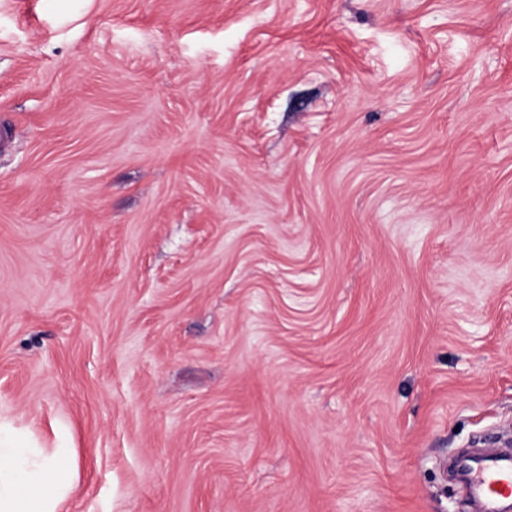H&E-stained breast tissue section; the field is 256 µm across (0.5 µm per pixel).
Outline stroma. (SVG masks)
I'll list each match as a JSON object with an SVG mask.
<instances>
[{
    "label": "stroma",
    "instance_id": "obj_1",
    "mask_svg": "<svg viewBox=\"0 0 512 512\" xmlns=\"http://www.w3.org/2000/svg\"><path fill=\"white\" fill-rule=\"evenodd\" d=\"M0 421L59 512H462L512 0H0Z\"/></svg>",
    "mask_w": 512,
    "mask_h": 512
}]
</instances>
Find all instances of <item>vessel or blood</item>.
<instances>
[{
    "label": "vessel or blood",
    "instance_id": "1",
    "mask_svg": "<svg viewBox=\"0 0 512 512\" xmlns=\"http://www.w3.org/2000/svg\"><path fill=\"white\" fill-rule=\"evenodd\" d=\"M457 474L479 512H512L511 455L461 457Z\"/></svg>",
    "mask_w": 512,
    "mask_h": 512
}]
</instances>
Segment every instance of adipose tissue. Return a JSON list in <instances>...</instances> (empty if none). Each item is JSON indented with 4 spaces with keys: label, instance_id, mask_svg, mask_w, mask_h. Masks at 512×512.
Returning <instances> with one entry per match:
<instances>
[{
    "label": "adipose tissue",
    "instance_id": "1",
    "mask_svg": "<svg viewBox=\"0 0 512 512\" xmlns=\"http://www.w3.org/2000/svg\"><path fill=\"white\" fill-rule=\"evenodd\" d=\"M62 454L47 456L15 447L0 425V512H57L72 486Z\"/></svg>",
    "mask_w": 512,
    "mask_h": 512
}]
</instances>
